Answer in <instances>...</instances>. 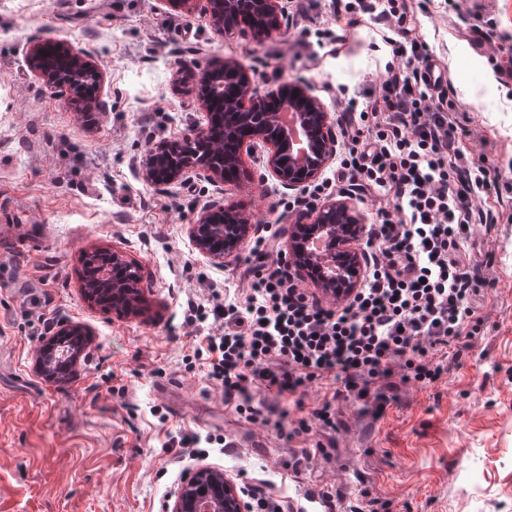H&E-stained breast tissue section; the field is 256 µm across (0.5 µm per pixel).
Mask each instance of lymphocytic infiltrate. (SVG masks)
<instances>
[{
    "label": "lymphocytic infiltrate",
    "mask_w": 512,
    "mask_h": 512,
    "mask_svg": "<svg viewBox=\"0 0 512 512\" xmlns=\"http://www.w3.org/2000/svg\"><path fill=\"white\" fill-rule=\"evenodd\" d=\"M392 53L402 64L387 69L381 106L346 103L359 122L339 166L355 190L386 187L394 200L368 230L374 254L362 286L321 303L268 233L252 240L244 260V304L188 306L187 323L215 322L209 377L249 421L264 418L252 390L295 393L325 378L336 389L312 412L322 427H334L340 399L371 397L385 407L378 381L437 382L448 348L478 329L476 298L493 280L464 251L475 224L471 200L498 189L503 176L457 148L470 118L442 81L424 76L425 44L407 38Z\"/></svg>",
    "instance_id": "lymphocytic-infiltrate-1"
}]
</instances>
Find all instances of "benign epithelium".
Here are the masks:
<instances>
[{
	"label": "benign epithelium",
	"mask_w": 512,
	"mask_h": 512,
	"mask_svg": "<svg viewBox=\"0 0 512 512\" xmlns=\"http://www.w3.org/2000/svg\"><path fill=\"white\" fill-rule=\"evenodd\" d=\"M239 0H210L211 22L214 27L232 32V22L223 21V12H229ZM255 5L259 21L253 25V33L258 37L270 35L280 26L282 18L281 0H250ZM31 72L48 89L68 95L72 100L84 99L88 109L97 114L107 109L103 88L105 73L96 64L91 52L76 48L67 40L54 43V52L44 53L40 44L33 46L28 54ZM92 78L95 90L88 95L84 80ZM297 95L289 97L288 104L298 114L302 125L310 131L312 138L309 153L300 163L294 159L283 162L281 156L287 153L285 134L271 139L267 134L270 126L276 124L274 112H245L234 116L231 109L224 110V135L234 134L235 122L240 120L248 125V135L241 145L253 150L262 145L267 147V157L262 179L270 178L279 188L297 191L318 180L336 158L338 139L335 122L323 103L304 87H296ZM198 109L203 118L192 127L191 138L200 139L210 130L211 99L198 98ZM181 147L179 142L163 140L155 145L142 160V176L145 181L158 185V167L165 165L169 155ZM203 173L215 186L224 185V169L202 167L190 160L172 168L165 183L181 180L191 171ZM308 224L292 226L288 236V259L293 270L302 275L315 272L314 286L318 293L328 297L361 287L366 273L367 255L359 241L366 232L367 225L363 213L352 199L345 196L331 197L308 215ZM252 229L249 217L231 214L218 200L206 205L189 227L190 239L195 249L213 262L223 264L235 257L247 241ZM317 237L323 241L326 256L309 251L306 241ZM126 266L122 255L112 253V262L100 267L98 281L112 285L116 296L140 290L141 276L136 273L125 278L116 277V271ZM221 512H249L235 479L228 473L217 472L208 467L198 469L188 475L181 489L174 494V500L167 512H213L214 507Z\"/></svg>",
	"instance_id": "benign-epithelium-1"
}]
</instances>
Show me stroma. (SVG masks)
Returning <instances> with one entry per match:
<instances>
[{
    "label": "stroma",
    "mask_w": 512,
    "mask_h": 512,
    "mask_svg": "<svg viewBox=\"0 0 512 512\" xmlns=\"http://www.w3.org/2000/svg\"><path fill=\"white\" fill-rule=\"evenodd\" d=\"M428 0L411 34L468 110L463 151L485 156L512 179V51L497 35L474 51L459 16L494 17L512 35V0ZM207 0L192 11L167 0H0V512H165L190 472L209 467L281 501L284 512H320L336 491L339 512H512V191L485 195L498 213L475 225L465 250L492 260L494 283L477 298L479 335L449 348L448 369L429 386L402 385L383 411L373 400L336 405V426L299 432L331 386L302 401L258 394L271 422L247 421L208 377L211 323L187 324L188 303L244 301L238 261L213 264L188 227L215 199L244 206L254 234L286 242L298 212L289 192L263 180L261 152L243 158L247 177L216 188L195 174L172 185L146 182L139 163L161 140L190 135L199 113L195 83L224 61L238 63L258 94L310 86L336 128L342 101L377 87L394 59L386 28L362 17L349 26L335 0H287L280 27L257 37L246 25L216 31ZM343 39H336V32ZM67 39L106 72L105 113L87 122L27 66L30 47ZM113 251L138 266L141 302L122 315L85 300V253ZM91 334L69 379L35 368L60 326ZM223 438L183 447L182 433ZM323 454L293 470L302 449ZM482 474L479 492L463 480Z\"/></svg>",
    "instance_id": "obj_1"
}]
</instances>
